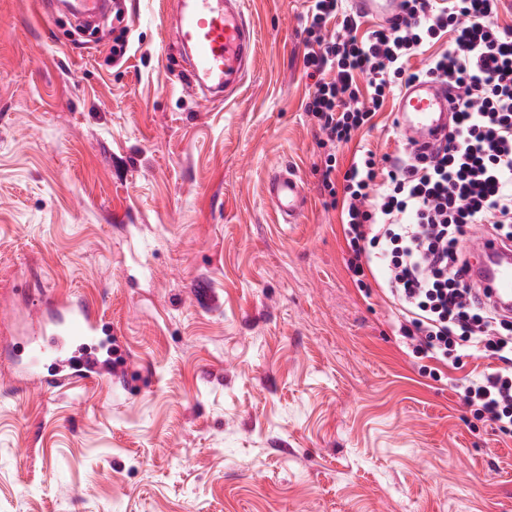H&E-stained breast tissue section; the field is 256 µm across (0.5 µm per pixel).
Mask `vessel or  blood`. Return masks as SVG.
I'll list each match as a JSON object with an SVG mask.
<instances>
[{
    "label": "vessel or blood",
    "mask_w": 512,
    "mask_h": 512,
    "mask_svg": "<svg viewBox=\"0 0 512 512\" xmlns=\"http://www.w3.org/2000/svg\"><path fill=\"white\" fill-rule=\"evenodd\" d=\"M183 7L170 19L174 38L188 53V80L212 101L230 100L243 84L256 52V29L246 18L245 0H182ZM354 12L393 24L400 0H350ZM456 92L446 84L424 80L404 89L394 112L406 136L422 145L436 146L450 131L448 119ZM266 197L280 223H300L308 200L302 180L283 168L266 181ZM473 276L495 304L512 306V250L492 236L477 240L472 249ZM61 320L50 328H32L20 347V360L29 377L42 378L44 386L86 383L97 379L92 362L68 377H43L41 366L74 344L96 339L102 318L96 305L64 304Z\"/></svg>",
    "instance_id": "1"
}]
</instances>
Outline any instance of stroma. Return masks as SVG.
<instances>
[{
    "mask_svg": "<svg viewBox=\"0 0 512 512\" xmlns=\"http://www.w3.org/2000/svg\"><path fill=\"white\" fill-rule=\"evenodd\" d=\"M122 4L79 43L0 0V512H512V439L420 375L345 268L302 106L309 0H247L225 103L185 79L175 0ZM393 109L341 164L399 149ZM284 165L310 201L288 231L264 192ZM55 299L98 304L121 384H11Z\"/></svg>",
    "mask_w": 512,
    "mask_h": 512,
    "instance_id": "1",
    "label": "stroma"
}]
</instances>
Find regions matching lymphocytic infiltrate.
<instances>
[{
	"mask_svg": "<svg viewBox=\"0 0 512 512\" xmlns=\"http://www.w3.org/2000/svg\"><path fill=\"white\" fill-rule=\"evenodd\" d=\"M402 18L364 28L341 0H312L304 64L313 88L304 110L318 125L322 186L344 181L341 217L354 281L372 275L395 310L400 335L421 359L463 370L450 384L478 418L512 438V316L498 313L468 277L474 228L512 241V25L499 0H401ZM443 49L412 68L428 47ZM430 78L457 92L453 131L431 150L397 155L352 142L396 91ZM495 360L464 371L466 353Z\"/></svg>",
	"mask_w": 512,
	"mask_h": 512,
	"instance_id": "f902f5d3",
	"label": "lymphocytic infiltrate"
}]
</instances>
